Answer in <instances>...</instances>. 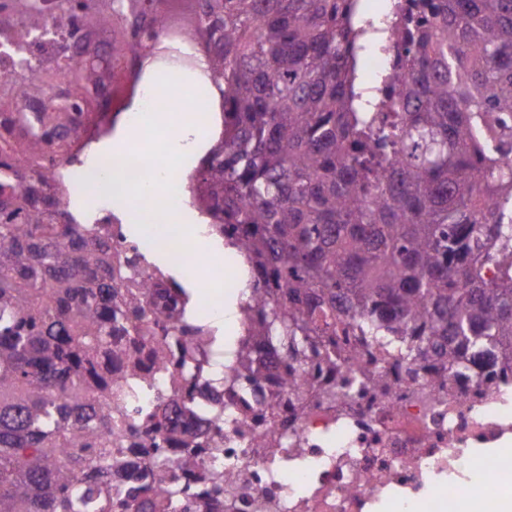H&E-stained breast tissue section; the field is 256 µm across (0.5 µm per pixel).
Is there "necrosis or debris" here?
<instances>
[{
	"mask_svg": "<svg viewBox=\"0 0 512 512\" xmlns=\"http://www.w3.org/2000/svg\"><path fill=\"white\" fill-rule=\"evenodd\" d=\"M29 0H0V111L54 112L74 99L67 78L78 51L64 29L32 31ZM389 0L369 26L381 41H366L364 62L372 66L376 98L388 91L383 77L395 58L389 33L396 13ZM42 83L33 97L15 84L17 73ZM61 175L71 196L83 195L91 178L142 175L135 151L103 164L89 152L66 159ZM96 224L108 225L112 257L132 273L128 287L145 290L152 303L168 291L169 268L147 258L161 246L147 230L131 234L133 216H119L112 197H99L92 213ZM162 336L142 338L118 332L112 338V373L127 378V412L146 419L158 403L189 398L165 433L163 452L174 460L195 451V471L181 474L178 512H495L500 495L512 485V455L497 446L512 436V358L470 356L458 370L438 360L382 358L376 345L351 332L316 336L317 347L336 346V363L309 361L298 375L308 391L295 399L282 378L286 368L271 345L255 350L270 372L260 381H230V368L216 361L214 345H206V364L194 390L158 370L152 351ZM361 360L379 369L384 383L353 379L351 364ZM341 389L340 397L325 394ZM146 430L127 434L112 450V467H138L149 484L167 481L165 469L153 462ZM487 449L475 458L476 449ZM225 464L231 477L216 493L203 476Z\"/></svg>",
	"mask_w": 512,
	"mask_h": 512,
	"instance_id": "necrosis-or-debris-1",
	"label": "necrosis or debris"
}]
</instances>
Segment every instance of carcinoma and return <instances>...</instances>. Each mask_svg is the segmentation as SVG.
<instances>
[{"instance_id": "1", "label": "carcinoma", "mask_w": 512, "mask_h": 512, "mask_svg": "<svg viewBox=\"0 0 512 512\" xmlns=\"http://www.w3.org/2000/svg\"><path fill=\"white\" fill-rule=\"evenodd\" d=\"M112 16V70L94 52L80 90L143 70L145 39L174 21L196 36L222 96L224 134L192 176L210 227L249 272L240 376L253 348L308 360L312 336L347 323L387 354L448 360L512 355V0H405L395 26L394 98L354 101L363 28L358 0H153ZM89 41L77 17L57 19ZM88 134L76 103L0 114V512H175L180 490L112 489L119 382L97 373L112 329L184 338L179 364L202 372L201 341L124 274L100 224L59 197V165ZM36 158L14 164L16 143ZM120 297L112 305V297ZM162 432L169 406L149 416Z\"/></svg>"}]
</instances>
